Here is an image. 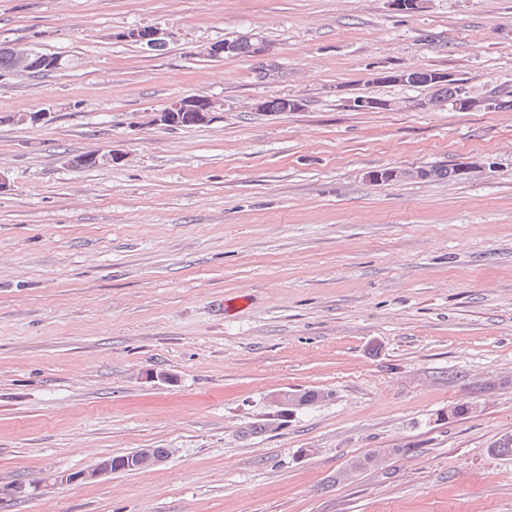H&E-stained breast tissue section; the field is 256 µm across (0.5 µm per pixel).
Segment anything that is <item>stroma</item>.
I'll return each mask as SVG.
<instances>
[{"mask_svg": "<svg viewBox=\"0 0 512 512\" xmlns=\"http://www.w3.org/2000/svg\"><path fill=\"white\" fill-rule=\"evenodd\" d=\"M248 33L270 54L203 53ZM19 45L62 64L0 75V512H512V108L375 79L512 88V0H0ZM161 35V32H159L156 28L137 27L127 31L124 36L129 40L136 41V43L146 47L148 50H153L157 45L163 42ZM162 46L163 44L159 45V47H157L155 50H159V48ZM410 75L415 77V80L409 84V86H425L433 88V83L438 88L443 85H448L451 87H456L458 89L460 98L465 103L466 107H476V106H484L486 109H495L496 101L490 95L480 99L479 101H474L469 98L467 91L465 90L464 84L459 78H456L453 74L450 73H437L432 77L431 82L429 83L428 78L432 76L435 71H419V70H410ZM218 104L207 96H194L172 102L160 112H155L153 120L165 125H195L210 121ZM424 170L421 173L420 177H417L420 173L419 167L411 168V169H405V168H390L386 171L385 175L388 177L390 181H400L407 178H417L421 180H428L433 178L443 179V178H454L458 177L457 175V168H443V167H430L426 168L423 167ZM151 453L158 457L153 456ZM128 455L115 456L112 457V460H103L98 463L95 468L89 471H83L78 474L60 475L57 477V480L61 483L75 482L79 480H93L117 471L116 469L112 470V464L113 466L116 465L117 469L123 467L125 464V468L127 470H137L143 467L146 468L154 466L164 461L167 456V449L151 448L150 452L149 448H142V450L138 451L136 454H132L129 457V460L125 461V457ZM387 454H393L392 449H376L371 454L362 457H354L351 460H349L345 470L342 473H340L339 476L336 477V479L354 476L357 473L367 469L368 467L374 466L376 461L379 460V455L386 456ZM346 472H348L349 475H346Z\"/></svg>", "mask_w": 512, "mask_h": 512, "instance_id": "obj_1", "label": "stroma"}]
</instances>
